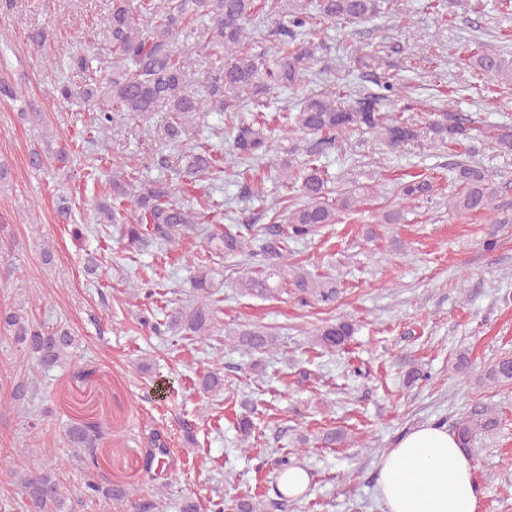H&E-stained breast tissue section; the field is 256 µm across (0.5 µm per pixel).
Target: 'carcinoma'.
I'll return each instance as SVG.
<instances>
[{"label": "carcinoma", "instance_id": "cac0c4a2", "mask_svg": "<svg viewBox=\"0 0 512 512\" xmlns=\"http://www.w3.org/2000/svg\"><path fill=\"white\" fill-rule=\"evenodd\" d=\"M392 0H112L108 22L102 38L112 47L106 62L107 82L104 86L88 85L82 89L86 102L96 111L91 125L92 135L109 130L121 115L147 118L155 112H167L170 118L156 129L162 151L157 165L168 170L175 179L190 182L201 180L217 170L218 159L213 150L183 148V135L188 124L203 112H236L241 107L255 110L267 108L278 89L294 88L310 81L320 45L308 34L325 23L359 24L390 8ZM273 28L263 33L266 23ZM270 36L274 50L256 51V44ZM218 48L224 61L213 65L204 79L196 77L189 63L191 54L199 49ZM93 58L85 54H65L60 62L70 69L87 71ZM483 76L507 77L512 81V66L497 50L485 46L475 60ZM379 92L362 94L341 82L331 73L326 84L301 97L288 112L287 120L298 136L284 148L283 157L275 163L279 183L284 190L282 211L269 206L270 223L247 225L248 234L226 233L215 236L205 227L204 213L183 202L173 200L176 186L167 180H141L134 171L115 157L108 171L94 165L88 175L109 182L111 200L96 204L97 223L120 225V241L126 251L138 250L148 241L173 246L186 237L199 239L205 255L198 256L192 280L194 303L177 310L170 324L186 336L203 338L209 335L215 319L213 283L206 265L208 254L223 253L251 257L253 242L261 239L267 254L278 262L264 270L252 271L239 281V288L248 295L267 296L275 291L271 280L290 284L302 299L309 297L323 304L336 302V281L314 277L288 262V240L304 239L326 224H335L341 214L359 210L376 192L371 184L344 189L332 199L333 179L317 164V156L327 150L345 149L356 134L368 133L391 149L433 134L443 142L460 145L471 139V128L462 122L446 124L433 120L420 127L381 111L382 102L403 97L404 86L384 79ZM232 151L242 163H258L272 151L268 130L259 122H240L233 126ZM315 138L309 143V138ZM503 153L512 152V126L502 125L494 136ZM70 159L67 145L53 146L31 154V165L43 169L54 162ZM455 180L462 191L448 199V210L467 214L490 210L494 206L491 176L481 167L461 161L454 163ZM432 189L427 179L413 178L399 184L405 201H415ZM135 207L125 217L123 201ZM0 332L12 336L25 352L44 369L57 366L71 357L76 339L64 329L47 330L33 322L21 309L0 313ZM354 333L353 324L338 319L319 328L316 344L326 351L342 348ZM230 343L245 353L272 354L276 337L259 328H245L230 338ZM483 379L496 385L512 384V355H504L488 366ZM498 426L493 410L475 409L456 424V433L463 448L475 452L473 438ZM102 437L95 423L72 425L68 438L73 448L87 451L96 448ZM168 449L161 433L149 436L145 449L144 470L148 481L158 477V466L164 463ZM27 499L28 512H73L67 505L64 487L56 474L32 467L13 474ZM83 496L92 502L101 497L129 505L119 512H163L162 490L129 499L126 490L104 484L86 474ZM288 496L251 499L219 498L210 502L209 512H284Z\"/></svg>", "mask_w": 512, "mask_h": 512}]
</instances>
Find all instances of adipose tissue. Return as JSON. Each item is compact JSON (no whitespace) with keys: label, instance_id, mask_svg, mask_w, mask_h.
<instances>
[{"label":"adipose tissue","instance_id":"1","mask_svg":"<svg viewBox=\"0 0 512 512\" xmlns=\"http://www.w3.org/2000/svg\"><path fill=\"white\" fill-rule=\"evenodd\" d=\"M384 512H483L473 459L446 427H415L378 462Z\"/></svg>","mask_w":512,"mask_h":512}]
</instances>
